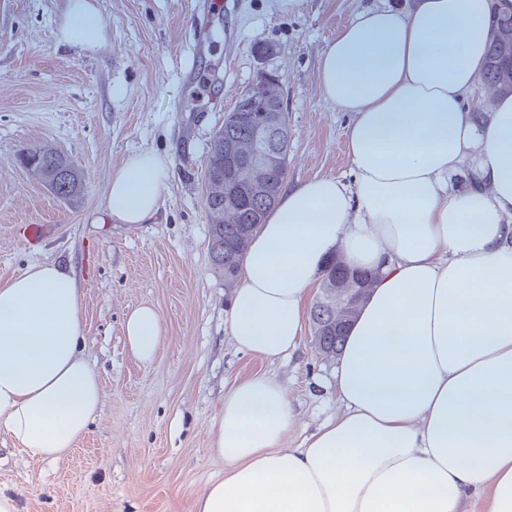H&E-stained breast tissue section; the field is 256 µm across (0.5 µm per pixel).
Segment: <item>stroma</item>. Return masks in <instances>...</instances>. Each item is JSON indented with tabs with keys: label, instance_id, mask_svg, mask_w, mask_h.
<instances>
[{
	"label": "stroma",
	"instance_id": "stroma-1",
	"mask_svg": "<svg viewBox=\"0 0 512 512\" xmlns=\"http://www.w3.org/2000/svg\"><path fill=\"white\" fill-rule=\"evenodd\" d=\"M199 57L208 84L180 81L192 19L188 0H97L108 31L100 50L59 46L62 0H0V280L34 262L70 267L85 309L82 354L99 373L101 409L58 461L30 462L0 430V491L19 512H193L198 493L223 477L212 430L224 394L255 373L288 389L299 447L339 401L335 363L305 329L298 352L268 362L238 350L225 322L231 291L214 269L202 175L212 133L260 73L285 80L288 176H348V113L325 102L318 64L358 11L394 0H210ZM270 46L264 56L260 47ZM49 146L72 157L85 189L53 196L20 163ZM141 150L171 159L170 189L154 222H108L104 193L125 157ZM48 228L29 246V227ZM148 303L164 341L143 364L127 351L122 321Z\"/></svg>",
	"mask_w": 512,
	"mask_h": 512
}]
</instances>
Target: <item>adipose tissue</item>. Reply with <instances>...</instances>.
Returning a JSON list of instances; mask_svg holds the SVG:
<instances>
[{
  "label": "adipose tissue",
  "instance_id": "adipose-tissue-1",
  "mask_svg": "<svg viewBox=\"0 0 512 512\" xmlns=\"http://www.w3.org/2000/svg\"><path fill=\"white\" fill-rule=\"evenodd\" d=\"M488 0H405L358 12L319 61L323 99L349 113L350 180L282 187L239 268L238 349L292 355L332 255L375 279L335 369L340 410L302 447L286 387L256 374L224 395L223 479L194 512H512V95L466 107L485 62ZM56 39L102 49L96 0H64ZM170 161L112 173V222L154 221ZM73 271L36 262L0 282V428L35 461L68 455L101 408L81 353ZM125 344L152 363L158 311L130 310Z\"/></svg>",
  "mask_w": 512,
  "mask_h": 512
}]
</instances>
